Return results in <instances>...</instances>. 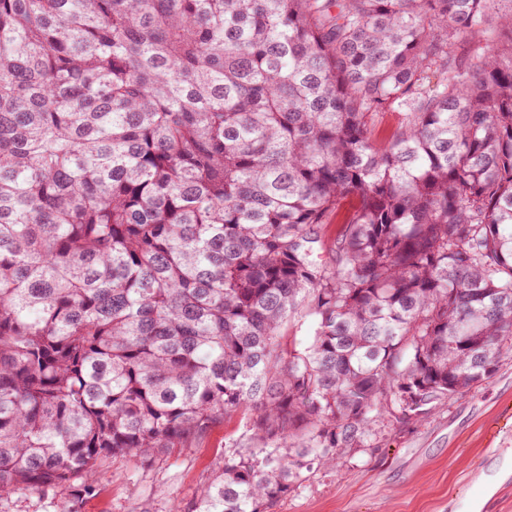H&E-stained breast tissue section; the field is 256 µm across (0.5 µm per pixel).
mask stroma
Returning a JSON list of instances; mask_svg holds the SVG:
<instances>
[{"instance_id": "1", "label": "stroma", "mask_w": 512, "mask_h": 512, "mask_svg": "<svg viewBox=\"0 0 512 512\" xmlns=\"http://www.w3.org/2000/svg\"><path fill=\"white\" fill-rule=\"evenodd\" d=\"M512 409V360L503 359L488 382L455 396L409 427L381 426L370 448L343 450L336 468L312 466L270 512H512V438L490 453L488 436ZM252 435L241 418L151 460L107 457L94 495L17 491L0 497V512H172L194 501L224 455L245 450Z\"/></svg>"}]
</instances>
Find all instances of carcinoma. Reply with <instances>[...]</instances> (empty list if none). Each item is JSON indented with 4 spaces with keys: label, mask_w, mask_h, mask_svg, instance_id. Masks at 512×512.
I'll use <instances>...</instances> for the list:
<instances>
[{
    "label": "carcinoma",
    "mask_w": 512,
    "mask_h": 512,
    "mask_svg": "<svg viewBox=\"0 0 512 512\" xmlns=\"http://www.w3.org/2000/svg\"><path fill=\"white\" fill-rule=\"evenodd\" d=\"M511 356L512 0H0V495L247 413L269 512Z\"/></svg>",
    "instance_id": "1"
}]
</instances>
